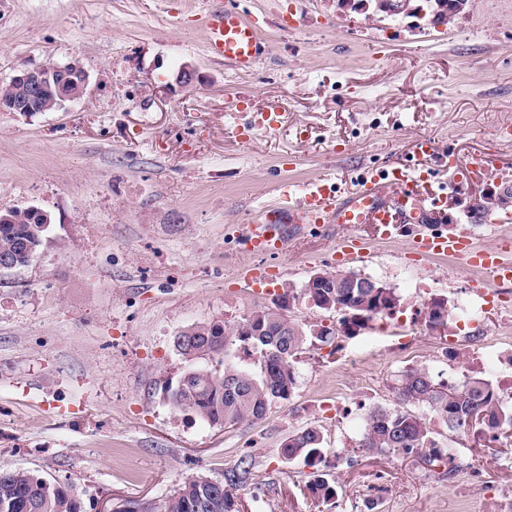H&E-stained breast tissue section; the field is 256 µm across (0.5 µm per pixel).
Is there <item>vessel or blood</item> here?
Instances as JSON below:
<instances>
[{
  "mask_svg": "<svg viewBox=\"0 0 512 512\" xmlns=\"http://www.w3.org/2000/svg\"><path fill=\"white\" fill-rule=\"evenodd\" d=\"M205 18L209 53L238 71H253L263 54L256 25L224 5L209 8ZM457 169L456 159H449L448 180L442 183L422 168H366L347 191L325 179L301 185L281 182L274 201L261 206L252 220L237 230L248 253L258 258L243 269V279L254 286L266 281L269 270L261 265V258L285 251L290 238L305 224L365 225L385 240L400 236L404 226L411 224L415 230L408 248L416 256L453 257L466 267L484 270L487 288L512 283L511 235H503L497 247L480 248L466 233L423 229L424 224L446 220L448 191L458 184ZM333 254L341 259L362 258L366 244L354 234L338 240Z\"/></svg>",
  "mask_w": 512,
  "mask_h": 512,
  "instance_id": "b4317fda",
  "label": "vessel or blood"
}]
</instances>
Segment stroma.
Instances as JSON below:
<instances>
[{
  "instance_id": "stroma-1",
  "label": "stroma",
  "mask_w": 512,
  "mask_h": 512,
  "mask_svg": "<svg viewBox=\"0 0 512 512\" xmlns=\"http://www.w3.org/2000/svg\"><path fill=\"white\" fill-rule=\"evenodd\" d=\"M256 20L264 46L249 73L211 60L205 0H0V85L46 62L76 61L90 83L53 112H0V210L50 214L31 264L0 272V469H26L68 486L82 512L107 500L158 501L187 478L223 479L240 459L253 478L244 512H364L370 486L388 484L383 512H503L449 483L447 467L359 448L361 428L323 402L336 390L366 408L396 406L401 374L377 323L338 335L348 357L309 348L298 384L265 419L231 428L176 412L167 396L187 364L174 338L196 323H234L287 306L295 322L329 324L289 301L313 274L355 271L395 288L412 317L429 294L466 298L457 263L405 258L406 244L367 226L308 227L274 259L280 273L256 293L238 275L252 258L233 230L280 182L328 177L342 189L365 168L416 165L411 146L468 191L512 173V0H475L471 32L428 19L353 12L340 0H230ZM197 74L180 83L183 67ZM279 125L262 127L268 109ZM489 155L482 173L475 162ZM362 236L367 260L336 262L339 237ZM323 433L320 469L337 501L307 489L312 469L277 450L295 430ZM455 465L512 490V444L463 442Z\"/></svg>"
}]
</instances>
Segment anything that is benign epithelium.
Here are the masks:
<instances>
[{
  "mask_svg": "<svg viewBox=\"0 0 512 512\" xmlns=\"http://www.w3.org/2000/svg\"><path fill=\"white\" fill-rule=\"evenodd\" d=\"M88 82V72L76 62L66 64L47 62L34 69L23 70L10 79L7 86L18 90L21 97L18 99L10 97L6 100L0 98V111L29 113L32 111L29 101L39 100L44 103L42 111L48 112L53 109L54 103L50 95L51 85L63 83L69 87V92L66 99L58 104V108L61 109L67 104L80 100L86 91ZM510 191H512V184L508 182L489 184L482 189L475 190L470 195L469 208L465 211L467 219L473 223L483 222L485 214L482 200L488 197L494 198Z\"/></svg>",
  "mask_w": 512,
  "mask_h": 512,
  "instance_id": "obj_1",
  "label": "benign epithelium"
}]
</instances>
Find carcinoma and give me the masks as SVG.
Listing matches in <instances>:
<instances>
[{
  "label": "carcinoma",
  "instance_id": "1",
  "mask_svg": "<svg viewBox=\"0 0 512 512\" xmlns=\"http://www.w3.org/2000/svg\"><path fill=\"white\" fill-rule=\"evenodd\" d=\"M374 11L418 17L432 16L435 23H448L466 13L469 0H369ZM487 215L512 211V196H499L486 202ZM12 223H0V255L28 263L45 241L47 229L31 219L24 208L10 209ZM324 288H302L306 298H314V307L326 312L343 313L345 322H368L396 307L398 298L391 288L367 278H339L326 271ZM285 307H266L253 312L231 327L222 323H200L175 337V346L191 367L184 389H168L169 401L179 412L191 408L195 416L211 425H238L265 417L272 403L289 398L297 384L294 357L318 341L327 344L332 336L305 328L287 318ZM257 355L254 367L228 359L230 347ZM209 359L218 367L196 365ZM398 409L376 408L367 418L360 447L379 455H416L429 461L443 459L433 447L434 431L422 416L406 409L422 406L436 413L448 431L469 434L472 417H481L479 432L491 428L503 438L512 437V411L503 409L492 382L480 375L468 378L459 389L434 380L428 373L414 369L405 374L397 387ZM323 435L315 426L301 428L284 441L278 454L287 459L300 458L316 466L322 453ZM253 464L243 460L238 468L224 474L221 487L214 479L196 476L181 483L160 502L128 500L118 512L133 506L136 512H241L237 491L248 483ZM308 489L324 502L336 494L328 479L316 475ZM0 512H79L71 490L29 470H0Z\"/></svg>",
  "mask_w": 512,
  "mask_h": 512
}]
</instances>
